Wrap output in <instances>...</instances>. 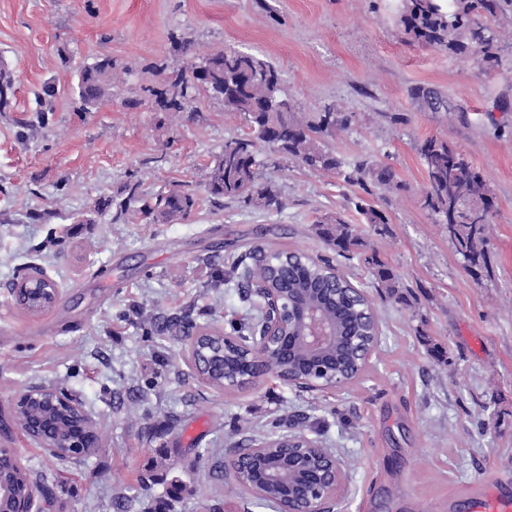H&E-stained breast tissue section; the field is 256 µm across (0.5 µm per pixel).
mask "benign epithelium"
Here are the masks:
<instances>
[{
  "instance_id": "1",
  "label": "benign epithelium",
  "mask_w": 512,
  "mask_h": 512,
  "mask_svg": "<svg viewBox=\"0 0 512 512\" xmlns=\"http://www.w3.org/2000/svg\"><path fill=\"white\" fill-rule=\"evenodd\" d=\"M263 300V318L259 331L246 349L268 352L288 359L297 351L305 352L302 375L287 384L301 389L344 388L359 378L369 362L377 342L349 336L346 345L357 349L360 370L353 374L336 366V360L324 355V350L338 343L336 323L329 320L320 304H305L292 296L288 304L280 302L279 294L255 283ZM24 293L34 309V315L49 310L59 298V288L49 278L29 275L15 286ZM12 417L18 428L35 444L54 453L56 448H96L99 434L91 415L81 402L55 387L40 386L26 390L12 399ZM288 446L261 442L245 455L234 449L224 461V470L238 489L255 494L267 481H278L287 490L280 512H334L345 492L343 462L336 456H318L309 452L320 442L302 432L287 435ZM283 448L275 470L259 471L255 465L265 460V449ZM38 487L29 488L28 496L17 503L15 512H38Z\"/></svg>"
}]
</instances>
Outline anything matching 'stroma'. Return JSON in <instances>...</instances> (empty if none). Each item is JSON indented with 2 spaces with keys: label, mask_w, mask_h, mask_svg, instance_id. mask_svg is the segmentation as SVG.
Masks as SVG:
<instances>
[{
  "label": "stroma",
  "mask_w": 512,
  "mask_h": 512,
  "mask_svg": "<svg viewBox=\"0 0 512 512\" xmlns=\"http://www.w3.org/2000/svg\"><path fill=\"white\" fill-rule=\"evenodd\" d=\"M401 0H0V445L53 493L52 512H144L172 477L188 494L172 512H262L219 479L239 428L276 420L334 448L348 494L335 512H470L472 495L512 479V45L497 66L411 42ZM224 47L259 53L278 70L298 112L353 113L330 146L346 162L390 166L399 191L374 199L391 234H371L360 190L262 152L263 180L285 207L214 199L207 173L224 140L247 131L218 98L161 111L155 91ZM115 62L112 94L82 111L80 71ZM55 94L46 97L44 86ZM442 99L433 111L425 95ZM464 151L494 200L490 264L480 275L419 199L420 141ZM152 196L190 185L198 207L169 224L128 213L126 187ZM110 208L97 209L98 201ZM341 215L403 278L408 303L377 301L381 334L361 377L336 390L267 378L232 392L208 386L186 339L157 335L132 306L230 330L245 311L234 284L211 287L255 246L328 255L313 229ZM43 273L60 290L32 316L15 303L21 278ZM448 353L434 361L427 342ZM38 386L74 395L93 416L98 448L59 459L10 417L12 398Z\"/></svg>",
  "instance_id": "obj_1"
}]
</instances>
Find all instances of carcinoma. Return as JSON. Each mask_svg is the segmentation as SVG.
Here are the masks:
<instances>
[{
    "label": "carcinoma",
    "mask_w": 512,
    "mask_h": 512,
    "mask_svg": "<svg viewBox=\"0 0 512 512\" xmlns=\"http://www.w3.org/2000/svg\"><path fill=\"white\" fill-rule=\"evenodd\" d=\"M512 19V0H404L399 24L411 40L430 48L448 52L453 56L474 57L493 66L499 61L504 42L496 22ZM210 63L221 76L232 78V86L225 87L224 111L247 116L250 132L224 139V154L215 161L208 173L209 194L214 199L238 200L265 210L284 208L282 196L270 183L260 181L262 147L288 157L310 171H332L352 186L373 196L378 191L393 193L400 190L390 167L364 159L346 164L336 157L327 139L335 132L348 129L353 115L328 108L314 119L300 116L291 109L284 112L271 110L266 104H288L282 97L283 89L276 69L255 54L239 50L219 51L211 55ZM195 63L172 72L169 77L172 96L162 98L167 112L194 111V104L204 93L217 95L218 90L208 85H195L191 81ZM112 59L104 58L82 70L78 84L79 97L86 109L96 107L112 95ZM427 174V185L420 196L422 208L429 211L440 224L448 225V237L456 251L470 265H487V242L492 224L491 189L467 156L447 142L428 138L417 147ZM465 199L467 209L449 223L448 199ZM199 204L194 190L185 188L168 194H157L143 201L140 212L156 223H169L188 216ZM355 209L363 216V223L380 237L390 234L389 219L366 198L355 201ZM333 256H319L315 260L293 257L289 263L270 266L249 253L238 258L233 266L236 287L246 288L253 281H263L283 293L297 292L315 297L320 289L328 287L327 274L334 266V257L358 259L367 269L373 287L398 303L405 301L404 283L399 274L380 257L353 225L340 217L314 225ZM140 323L152 326L161 334H188L193 328L190 311L164 320L137 312ZM341 331L346 336L367 330V319L361 306H351L339 318ZM257 323L246 317L233 325L232 339L245 340L253 335ZM196 337L195 352L211 356L224 368L209 376L211 387L231 384L251 374L253 364L243 346L220 347L218 337L209 327L201 328ZM0 482L13 494L28 490V474L16 463L0 465ZM187 485L176 478L168 483L166 497L158 501L149 512H169L167 502L182 498ZM283 487L268 484L263 494L255 497L256 506L276 510L283 498Z\"/></svg>",
    "instance_id": "carcinoma-1"
}]
</instances>
